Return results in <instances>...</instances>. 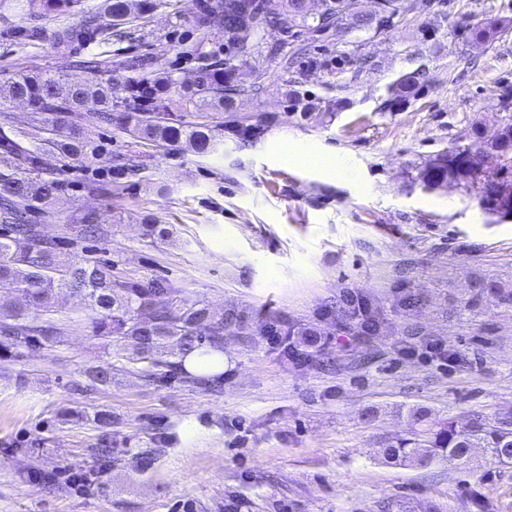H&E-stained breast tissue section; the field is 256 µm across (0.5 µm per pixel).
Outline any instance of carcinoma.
<instances>
[{
    "label": "carcinoma",
    "mask_w": 512,
    "mask_h": 512,
    "mask_svg": "<svg viewBox=\"0 0 512 512\" xmlns=\"http://www.w3.org/2000/svg\"><path fill=\"white\" fill-rule=\"evenodd\" d=\"M30 13H64L79 0H26ZM156 0H103L102 11L56 32V45L67 51L75 42L99 47L112 36H122L131 20L155 7ZM318 4L313 13L312 4ZM398 0H376L370 13L357 10V0H199L194 22L206 29L224 25L227 42L238 54H249L260 28L283 32L312 27L327 31L349 19L358 30H379L392 23ZM193 79L182 80L155 56L123 61L127 75L112 76V60L102 52L74 61L83 71L75 82L60 71L26 70L15 73L0 87V289L10 288L23 301L0 304V358L18 360L29 349L50 351L59 343L62 327L54 318L55 297L65 293L87 314L93 336L101 339L117 359L156 379L179 376L200 384L185 371L183 360L197 353L209 356L224 346V331L243 327L244 314L217 312L185 288L164 281L149 283L120 278L112 263L92 258L64 260L58 248L40 238L28 215L57 199L63 190L61 168L83 163L103 150L93 129L113 127L130 139L161 148L183 142L200 154L217 153V129L207 123L183 124L177 113L230 112L235 97L254 90L232 56L194 50ZM25 103L32 124H13L9 108ZM475 153L493 152L512 162V124L490 136L476 132ZM436 188L447 182H483L488 209L512 213V180L490 176L478 160L463 161L458 153L440 156L421 173ZM476 298L512 303V289L496 281L474 284ZM169 296L165 304L157 301ZM94 386L112 385V365L85 371ZM411 430L387 442L385 459L425 467L446 461L457 468L468 465L474 448L489 449L492 462L512 466V412L487 420L476 414L470 425L452 419L432 421L430 411L410 412ZM111 442L102 439L99 466L82 476L97 485L99 474L111 462Z\"/></svg>",
    "instance_id": "1"
}]
</instances>
